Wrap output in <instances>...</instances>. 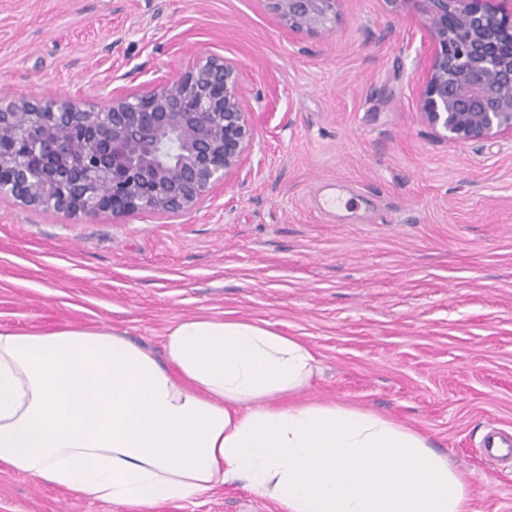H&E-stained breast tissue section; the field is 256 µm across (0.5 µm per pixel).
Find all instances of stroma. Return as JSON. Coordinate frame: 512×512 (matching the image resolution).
Listing matches in <instances>:
<instances>
[{
    "mask_svg": "<svg viewBox=\"0 0 512 512\" xmlns=\"http://www.w3.org/2000/svg\"><path fill=\"white\" fill-rule=\"evenodd\" d=\"M416 10L343 0L289 32L261 0H0V94H67L237 61L256 136L240 173L170 219L66 221L0 199V326H109L156 357L179 318L269 323L306 345L301 395L424 433L512 512V140L456 145L419 110ZM0 512H138L0 465ZM149 512H280L239 483Z\"/></svg>",
    "mask_w": 512,
    "mask_h": 512,
    "instance_id": "obj_1",
    "label": "stroma"
}]
</instances>
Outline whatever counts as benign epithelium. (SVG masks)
<instances>
[{
  "label": "benign epithelium",
  "instance_id": "1",
  "mask_svg": "<svg viewBox=\"0 0 512 512\" xmlns=\"http://www.w3.org/2000/svg\"><path fill=\"white\" fill-rule=\"evenodd\" d=\"M318 38L342 0H261ZM413 6L431 47L419 106L450 143L512 138V0H385ZM255 127L239 64L196 55L173 79L108 104L0 98V199L60 218L176 217L240 172Z\"/></svg>",
  "mask_w": 512,
  "mask_h": 512
}]
</instances>
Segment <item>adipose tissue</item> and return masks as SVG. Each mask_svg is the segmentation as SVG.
Listing matches in <instances>:
<instances>
[{"label": "adipose tissue", "instance_id": "adipose-tissue-1", "mask_svg": "<svg viewBox=\"0 0 512 512\" xmlns=\"http://www.w3.org/2000/svg\"><path fill=\"white\" fill-rule=\"evenodd\" d=\"M157 360L124 333L0 326V464L140 508L244 483L281 512H471L421 433L297 399L307 346L241 318L186 316Z\"/></svg>", "mask_w": 512, "mask_h": 512}]
</instances>
